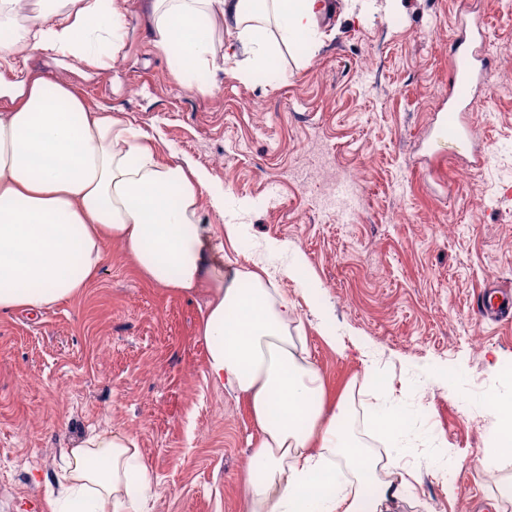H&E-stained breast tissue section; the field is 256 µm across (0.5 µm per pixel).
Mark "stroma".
<instances>
[{"label":"stroma","instance_id":"1","mask_svg":"<svg viewBox=\"0 0 512 512\" xmlns=\"http://www.w3.org/2000/svg\"><path fill=\"white\" fill-rule=\"evenodd\" d=\"M138 4H125L131 32L109 72L24 48L15 61L154 135L163 162L206 170L228 195L220 214L200 199L225 265L275 269L304 254L305 269L277 285L326 399H369L370 365L410 413L408 489L391 512H512L501 497L512 456H484L497 419L482 403L490 362H512V320L471 309L488 283L512 289V0L475 8L492 76L469 116L477 166L469 146L431 135L462 39L458 0H359L354 17L327 18L270 72L245 82L227 70L206 93L175 78ZM328 153L358 179L311 194L297 178L322 179ZM460 169L471 181H457ZM228 224L248 232L228 240ZM270 240L288 252L268 253ZM106 251L81 295L0 315V512H48L62 454L102 428L137 439L148 512H242L256 430L244 400L205 379V295L148 283L119 243ZM305 278L316 295L302 292Z\"/></svg>","mask_w":512,"mask_h":512}]
</instances>
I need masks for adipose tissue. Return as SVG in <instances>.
<instances>
[{
  "instance_id": "1",
  "label": "adipose tissue",
  "mask_w": 512,
  "mask_h": 512,
  "mask_svg": "<svg viewBox=\"0 0 512 512\" xmlns=\"http://www.w3.org/2000/svg\"><path fill=\"white\" fill-rule=\"evenodd\" d=\"M18 0H0V314L53 308L81 294L119 242L148 281L192 297L206 292L202 336L206 379L248 403L258 431L241 482L245 512H385L406 485L400 458L382 455L350 421L398 447L407 416L394 403L357 412L349 398L328 404L324 379L272 275L225 273L200 219V198L224 210L206 172L160 161L150 135L94 111L72 86L30 77L18 47L110 69L127 35L120 0H61L18 22ZM153 43L183 82L235 65L242 80L314 38L334 0H143ZM496 414L485 453L512 452V366L495 362ZM49 512H144L152 489L137 440L102 431L68 449Z\"/></svg>"
}]
</instances>
